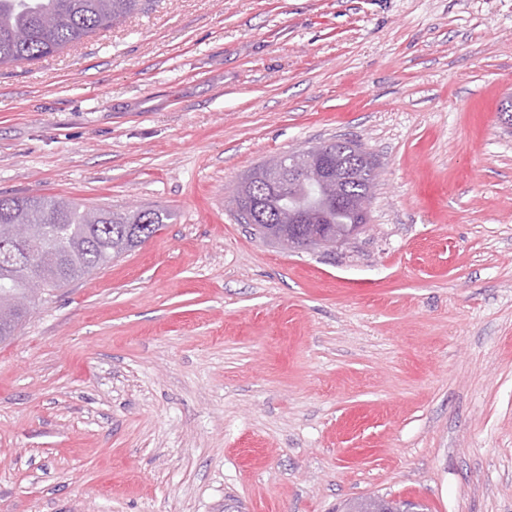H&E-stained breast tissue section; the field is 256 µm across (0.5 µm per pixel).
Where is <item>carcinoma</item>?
<instances>
[{"label":"carcinoma","mask_w":512,"mask_h":512,"mask_svg":"<svg viewBox=\"0 0 512 512\" xmlns=\"http://www.w3.org/2000/svg\"><path fill=\"white\" fill-rule=\"evenodd\" d=\"M143 0H0V64L34 62L80 43L142 9ZM329 148L335 167L352 173L348 193L372 198L376 169L353 142L322 144ZM252 201L260 219L251 225L258 238L272 239L277 224L291 213L305 214L347 243L367 223V216L351 203L336 200L335 184L306 177L284 186L276 195L258 187ZM170 220L161 210L125 213L89 209L76 200L41 196L0 197V342L15 335L30 314L10 306L15 296L27 297L34 288H64L132 251L153 237ZM14 224H27L41 240L33 262L18 261L12 253L22 242L11 237ZM391 507L397 512L421 505L364 497L345 505V512H372Z\"/></svg>","instance_id":"1"}]
</instances>
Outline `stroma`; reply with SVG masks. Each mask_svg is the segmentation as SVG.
I'll use <instances>...</instances> for the list:
<instances>
[{
    "mask_svg": "<svg viewBox=\"0 0 512 512\" xmlns=\"http://www.w3.org/2000/svg\"><path fill=\"white\" fill-rule=\"evenodd\" d=\"M512 0H145L0 66V196L163 209L0 343V512H512ZM352 140L328 254L225 189ZM326 148L331 150L334 168L351 171L352 179L348 182V193L353 198L371 200L376 184V169L366 162L362 148L350 141L328 142L312 148ZM413 505L414 507H411ZM392 507L397 510V512H406L409 508H417L421 510L422 506L409 501H391L385 500L380 497H364L358 498L353 502H349L345 505V512H374L373 509H378L382 507Z\"/></svg>",
    "mask_w": 512,
    "mask_h": 512,
    "instance_id": "35a3bbf8",
    "label": "stroma"
}]
</instances>
